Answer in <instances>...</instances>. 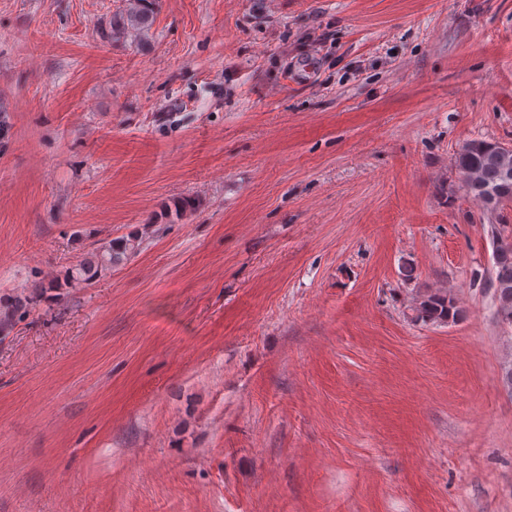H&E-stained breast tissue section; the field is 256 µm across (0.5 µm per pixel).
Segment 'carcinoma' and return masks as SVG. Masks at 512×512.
I'll list each match as a JSON object with an SVG mask.
<instances>
[{
    "label": "carcinoma",
    "mask_w": 512,
    "mask_h": 512,
    "mask_svg": "<svg viewBox=\"0 0 512 512\" xmlns=\"http://www.w3.org/2000/svg\"><path fill=\"white\" fill-rule=\"evenodd\" d=\"M132 2L133 6L129 10L112 15V36L117 38L130 31H143L152 24L151 0ZM456 167L473 200L486 210L493 212L512 202V194L494 205L481 200L482 194L505 185L512 190V149L507 150L486 140L473 139L463 144L457 153ZM491 235L495 244V273L487 287L492 290L498 321L512 327V226L493 224ZM135 250L137 246L133 239L114 242L89 259L70 267L66 280L88 283L102 272L121 264ZM413 312L414 319L424 323L454 321L460 314L453 298L442 292L422 295L415 303Z\"/></svg>",
    "instance_id": "cac0c4a2"
}]
</instances>
